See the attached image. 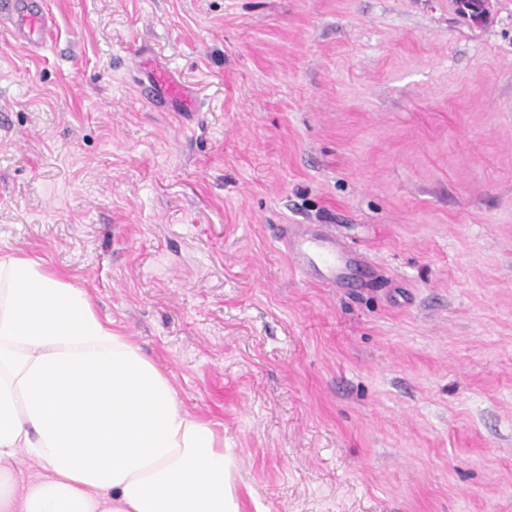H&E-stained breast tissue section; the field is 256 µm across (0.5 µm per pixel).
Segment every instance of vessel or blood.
<instances>
[{"label": "vessel or blood", "instance_id": "1", "mask_svg": "<svg viewBox=\"0 0 512 512\" xmlns=\"http://www.w3.org/2000/svg\"><path fill=\"white\" fill-rule=\"evenodd\" d=\"M0 20L9 21L18 42L41 47L51 35L50 18L41 0H0ZM289 259L294 268L308 275L324 272V281L335 284L333 272L344 253L334 237L310 234L305 227H295L287 244Z\"/></svg>", "mask_w": 512, "mask_h": 512}]
</instances>
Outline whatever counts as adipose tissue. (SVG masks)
Segmentation results:
<instances>
[{
	"label": "adipose tissue",
	"mask_w": 512,
	"mask_h": 512,
	"mask_svg": "<svg viewBox=\"0 0 512 512\" xmlns=\"http://www.w3.org/2000/svg\"><path fill=\"white\" fill-rule=\"evenodd\" d=\"M0 512H238L223 437L86 289L25 255L0 256Z\"/></svg>",
	"instance_id": "1"
}]
</instances>
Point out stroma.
I'll use <instances>...</instances> for the list:
<instances>
[{
    "label": "stroma",
    "mask_w": 512,
    "mask_h": 512,
    "mask_svg": "<svg viewBox=\"0 0 512 512\" xmlns=\"http://www.w3.org/2000/svg\"><path fill=\"white\" fill-rule=\"evenodd\" d=\"M45 7L39 52L0 22V255L168 374L240 512H512V0ZM294 224L358 264L296 272Z\"/></svg>",
    "instance_id": "stroma-1"
}]
</instances>
